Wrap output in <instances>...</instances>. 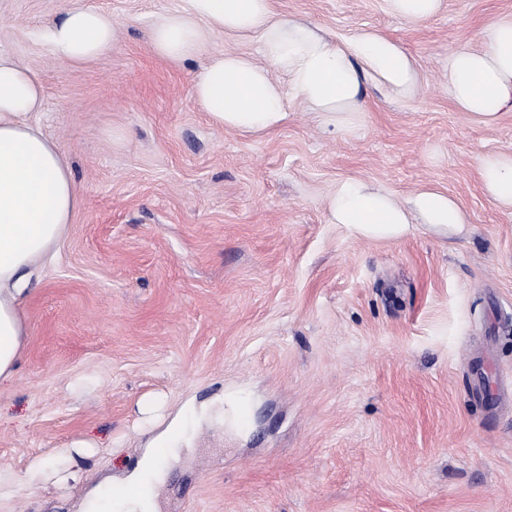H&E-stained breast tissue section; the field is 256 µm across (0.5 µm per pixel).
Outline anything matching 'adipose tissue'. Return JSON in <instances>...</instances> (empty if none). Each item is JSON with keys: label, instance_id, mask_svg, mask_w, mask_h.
<instances>
[{"label": "adipose tissue", "instance_id": "ef3b65f1", "mask_svg": "<svg viewBox=\"0 0 512 512\" xmlns=\"http://www.w3.org/2000/svg\"><path fill=\"white\" fill-rule=\"evenodd\" d=\"M256 40L265 63L246 53L205 55L213 34ZM44 40L62 61L78 65L113 49L118 28L110 14L77 0L48 27ZM479 51L460 49L448 60L455 105L472 118L495 123L512 101V19L491 23ZM150 48L172 62L199 59L193 98L217 127L260 135L289 118V97L299 98L325 123L345 127L362 112L366 87L403 97L416 87L414 57L373 29L344 41L310 23L278 15L272 0H188L150 30ZM282 72L278 82L271 72ZM44 89L28 67L0 55V382L16 373L26 324L21 309L32 271L54 258L79 205L69 166L59 147L31 120L41 111ZM485 193L512 210V156L488 154L478 164ZM327 221L355 238L398 240L425 227L444 236L468 221L462 206L437 189L420 190L401 202L358 179L339 183L327 205ZM180 426H168L142 457L138 471L112 504L113 512H157L151 490L164 464L159 449H177Z\"/></svg>", "mask_w": 512, "mask_h": 512}]
</instances>
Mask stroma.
Masks as SVG:
<instances>
[{"mask_svg": "<svg viewBox=\"0 0 512 512\" xmlns=\"http://www.w3.org/2000/svg\"><path fill=\"white\" fill-rule=\"evenodd\" d=\"M72 2L0 0V52L40 78L34 120L80 198L0 383V469L21 486L0 512H83L178 416L188 442L160 512H512V211L477 175L484 154H512V111L480 123L448 88L449 56L480 48L512 0H444L421 24L385 0H274L339 41L378 30L420 80L403 98L368 89L349 130L289 98L287 124L262 135L213 126L197 61L150 51L151 26L187 0H83L120 33L80 65L42 37ZM348 178L442 190L469 222L352 238L326 221ZM228 394L248 410L231 430ZM43 458L81 480L33 478Z\"/></svg>", "mask_w": 512, "mask_h": 512, "instance_id": "obj_1", "label": "stroma"}]
</instances>
